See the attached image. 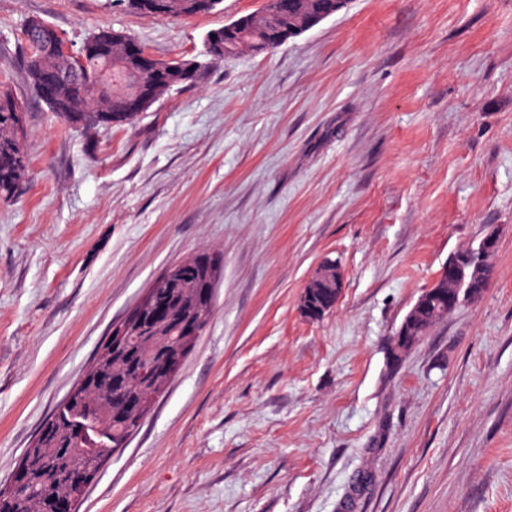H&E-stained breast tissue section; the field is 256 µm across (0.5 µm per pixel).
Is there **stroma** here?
<instances>
[{"label":"stroma","instance_id":"1","mask_svg":"<svg viewBox=\"0 0 512 512\" xmlns=\"http://www.w3.org/2000/svg\"><path fill=\"white\" fill-rule=\"evenodd\" d=\"M262 6L0 0L28 166L0 200V482L113 324L202 255L224 267L208 327L79 512H512V0H351L273 51L207 60L208 32ZM32 17L203 67L78 131L25 82ZM491 230L489 287L393 361L422 290ZM328 258L343 291L313 320L300 296Z\"/></svg>","mask_w":512,"mask_h":512}]
</instances>
